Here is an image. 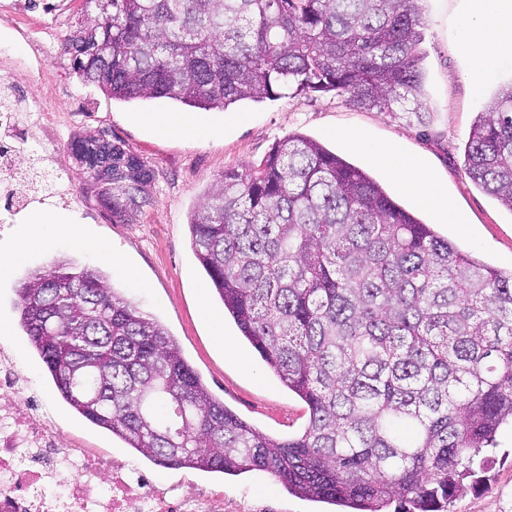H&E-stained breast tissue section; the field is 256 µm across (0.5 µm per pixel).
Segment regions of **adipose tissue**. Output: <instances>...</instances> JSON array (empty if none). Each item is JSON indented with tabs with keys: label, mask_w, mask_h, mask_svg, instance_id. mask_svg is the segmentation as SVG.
<instances>
[{
	"label": "adipose tissue",
	"mask_w": 512,
	"mask_h": 512,
	"mask_svg": "<svg viewBox=\"0 0 512 512\" xmlns=\"http://www.w3.org/2000/svg\"><path fill=\"white\" fill-rule=\"evenodd\" d=\"M456 31L455 47L469 64L472 93L481 95L502 66L512 65V0H463ZM341 137L386 167L407 192L434 213L439 223H461L458 210L448 198L446 185L430 172L425 160L404 154L394 143H370L357 131L342 132ZM61 232L66 233L75 246L93 245L79 225L59 226L43 216L23 219L18 245L10 254L0 256V280L10 279L16 268L26 262L32 249H50L53 239ZM96 248L117 275L135 280L134 270L118 253L102 244Z\"/></svg>",
	"instance_id": "adipose-tissue-1"
}]
</instances>
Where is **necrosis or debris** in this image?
Wrapping results in <instances>:
<instances>
[{"label": "necrosis or debris", "mask_w": 512, "mask_h": 512, "mask_svg": "<svg viewBox=\"0 0 512 512\" xmlns=\"http://www.w3.org/2000/svg\"><path fill=\"white\" fill-rule=\"evenodd\" d=\"M12 149L0 152V194L13 192L15 147L28 126L0 113ZM31 380L0 346V512H241L223 492H182L142 473L130 461L64 446L36 404Z\"/></svg>", "instance_id": "necrosis-or-debris-1"}]
</instances>
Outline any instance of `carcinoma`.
I'll return each mask as SVG.
<instances>
[{
  "label": "carcinoma",
  "mask_w": 512,
  "mask_h": 512,
  "mask_svg": "<svg viewBox=\"0 0 512 512\" xmlns=\"http://www.w3.org/2000/svg\"><path fill=\"white\" fill-rule=\"evenodd\" d=\"M64 54L114 99L204 110L291 85L389 109L423 95L421 0H85ZM100 205L132 222L154 175L118 140L69 144ZM468 177L512 212V86L470 129ZM243 338L309 409L274 438L208 390L163 328L96 269L55 262L20 324L64 400L158 464L265 471L344 512H439L512 426V271L442 236L367 171L294 134L227 169L190 222Z\"/></svg>",
  "instance_id": "1"
}]
</instances>
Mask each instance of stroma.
Returning <instances> with one entry per match:
<instances>
[{
    "label": "stroma",
    "instance_id": "obj_1",
    "mask_svg": "<svg viewBox=\"0 0 512 512\" xmlns=\"http://www.w3.org/2000/svg\"><path fill=\"white\" fill-rule=\"evenodd\" d=\"M421 8L422 106L405 102L388 110H364L332 92L293 89L285 98L240 105L244 120L229 126L224 123L223 110L212 109V131L200 139L163 136L145 121L150 114L187 112V105L165 98L112 99L97 86L77 78L61 47L53 49L49 84L41 85L39 66L29 58L26 36L1 24L0 57L18 61L11 80L21 94L20 120L30 126L32 144H41L43 139L38 118L46 96L59 98L63 113L48 160L61 193L31 202L19 214L0 208V255L9 254L18 244L21 215L40 213L64 224L85 225L96 241L119 252L140 280L135 286L116 277L113 287L121 289L142 312L175 336L185 359L213 394L266 434L288 438L301 433L309 419L306 404L288 392L259 356H252L251 370H244L216 340L209 324L199 318L200 302H207L217 313L224 307L196 259L190 217L226 169L248 171L276 142L300 133L366 169L396 201L425 222L434 223L431 211L405 192L385 168L335 136L339 129L361 131L370 140L395 141L407 153L424 157L431 171L447 184L448 195L464 218L460 224L442 225L443 235L490 264L512 270V212L470 180L464 162L465 145L477 113L484 111L501 88L512 84V67L500 69L481 97H474L468 65L454 43L460 0H422ZM90 130L122 141L154 173L153 201L133 223L114 221L108 211L82 193L86 175L68 145L77 134ZM58 258L92 268L104 266L96 250L75 247L63 236L51 250H32L13 278L0 282V322L8 326L7 334H0V343L8 345L19 369L33 377L34 394L66 446L107 451L181 490L189 485L220 490L227 500L267 506L271 512H328L327 504L288 495L280 482L263 471L234 476L161 466L89 422L64 401L45 364L31 348L17 310L20 279ZM473 468L474 476L466 479L461 494L449 500L447 512H512L511 428L500 430L496 447L484 449Z\"/></svg>",
    "mask_w": 512,
    "mask_h": 512
}]
</instances>
